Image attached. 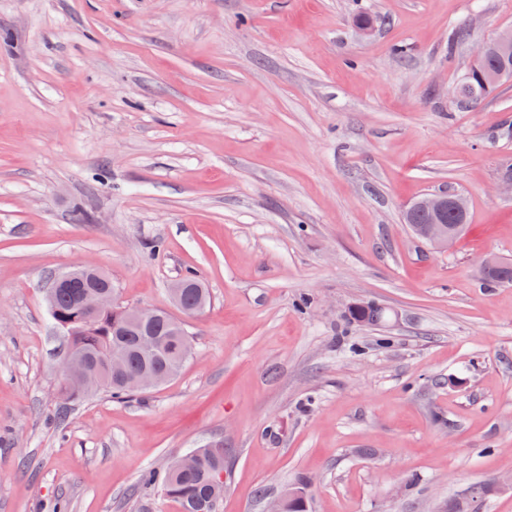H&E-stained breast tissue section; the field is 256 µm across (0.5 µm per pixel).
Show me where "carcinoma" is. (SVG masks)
<instances>
[{"label":"carcinoma","mask_w":512,"mask_h":512,"mask_svg":"<svg viewBox=\"0 0 512 512\" xmlns=\"http://www.w3.org/2000/svg\"><path fill=\"white\" fill-rule=\"evenodd\" d=\"M512 75V55L489 46L483 63L476 71L461 73L458 84L461 97L468 105H476L500 87L493 79L498 73ZM505 276H512V265L502 263L494 265L481 273L482 283L487 287L497 286ZM184 280L197 284L195 288L186 289L184 303L188 306L198 305L206 308L210 303L208 289L199 287L201 280L195 274L188 273ZM112 284L109 275L97 279L91 275L75 278L67 287L55 291L52 306L63 317L67 318L73 329V335L67 337V350L85 361H97L108 355L112 349L124 351L126 361L124 374L113 378L94 370L81 367L77 378L68 385L77 387L84 381L94 378L105 386V391L116 399L130 396L127 392L130 380L140 372L150 369L162 375L176 376L185 363L190 352V341L186 336L172 332L168 314L149 329V335L159 337L163 348L154 357H146L141 350L143 337L140 331L124 324L122 312L117 310L100 313L96 319L87 322L82 318L80 301L82 296L96 287ZM347 322L356 325H378L386 320L385 311L373 303H365L354 309H347ZM194 464L184 470L175 471L166 468L163 474L152 471L143 475V481L160 483L164 494L180 505V512H217L218 502L212 495V475L217 470H224V450L197 448L194 450Z\"/></svg>","instance_id":"carcinoma-1"}]
</instances>
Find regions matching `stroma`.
Segmentation results:
<instances>
[{
  "label": "stroma",
  "mask_w": 512,
  "mask_h": 512,
  "mask_svg": "<svg viewBox=\"0 0 512 512\" xmlns=\"http://www.w3.org/2000/svg\"><path fill=\"white\" fill-rule=\"evenodd\" d=\"M510 26L512 0H0V512H180L141 477L212 444L218 512L301 476L308 512H512V285L477 275L512 261V86L451 95ZM450 188L438 253L402 214ZM76 265L171 313L199 275L175 379L62 403L46 289ZM184 280L189 281L191 283H195L197 285H201L202 288H191V286L186 283L183 280H179L176 283L172 285V299L177 307H179L182 311L185 312H192L194 315V312L196 311H190L184 307L183 304V294L186 288V293L184 296V303L188 306H195L199 305L201 307L202 311L204 308H206L207 305L210 303V296L208 289L205 288L204 284L199 280L194 273L189 272L185 277H183ZM199 311V312H200ZM359 302H354L351 304V307H356L354 309L348 308L345 317L348 323H353L356 325H378L386 320L385 311L378 307L377 305L369 302H365V305L360 306Z\"/></svg>",
  "instance_id": "obj_1"
}]
</instances>
